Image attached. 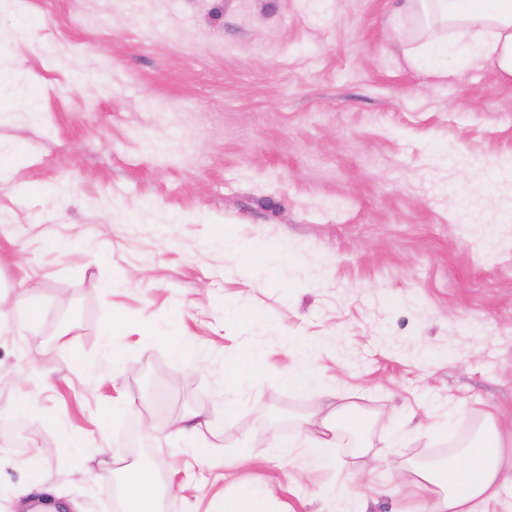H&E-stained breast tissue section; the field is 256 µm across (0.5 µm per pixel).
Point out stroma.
<instances>
[{
	"mask_svg": "<svg viewBox=\"0 0 512 512\" xmlns=\"http://www.w3.org/2000/svg\"><path fill=\"white\" fill-rule=\"evenodd\" d=\"M402 4L0 6V306L38 307L0 327V512H112L145 461L164 512L252 482L275 512H425L393 473L433 429L466 441L490 414L512 436V175L486 178L512 161V81L411 68ZM265 250L287 273L260 271ZM245 347L266 364L236 390ZM300 366L311 384L280 386ZM329 390L372 422L359 471L294 445ZM192 413L211 429L172 435Z\"/></svg>",
	"mask_w": 512,
	"mask_h": 512,
	"instance_id": "35a3bbf8",
	"label": "stroma"
}]
</instances>
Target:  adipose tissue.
Returning a JSON list of instances; mask_svg holds the SVG:
<instances>
[{
	"mask_svg": "<svg viewBox=\"0 0 512 512\" xmlns=\"http://www.w3.org/2000/svg\"><path fill=\"white\" fill-rule=\"evenodd\" d=\"M403 9L414 21L404 50L411 65H420L426 52L437 48L512 80V0H405ZM367 428V419L352 403L322 417L317 431L306 433L303 445L307 455L325 468L335 461L342 442L365 452ZM506 445L494 418L485 417L458 453L445 460L412 462L409 485L429 494V512H489L512 467ZM123 489V512H155L157 482L149 464L127 468Z\"/></svg>",
	"mask_w": 512,
	"mask_h": 512,
	"instance_id": "ef3b65f1",
	"label": "adipose tissue"
}]
</instances>
